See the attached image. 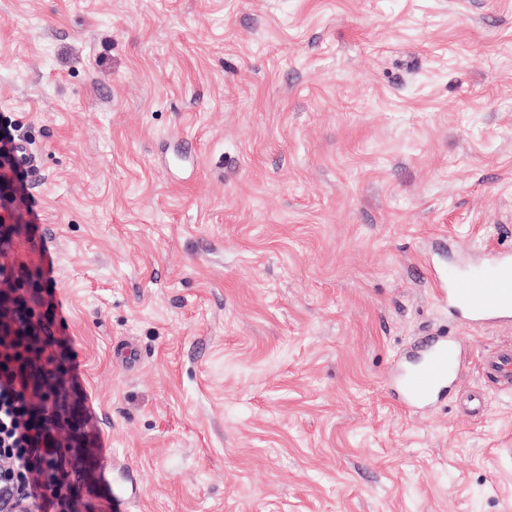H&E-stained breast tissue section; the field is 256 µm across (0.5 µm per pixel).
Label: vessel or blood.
I'll return each instance as SVG.
<instances>
[{"mask_svg": "<svg viewBox=\"0 0 512 512\" xmlns=\"http://www.w3.org/2000/svg\"><path fill=\"white\" fill-rule=\"evenodd\" d=\"M448 307L465 312L470 325L512 329V254H488L485 265L462 276L448 277ZM415 354L417 367L402 387V398L410 404L429 405L451 392L459 381L462 339L430 332L420 337ZM481 385L458 396L459 407L476 416L485 407V391L512 390V340L495 344L481 361ZM114 496L125 504H136L141 487L132 470H123L114 481Z\"/></svg>", "mask_w": 512, "mask_h": 512, "instance_id": "b4317fda", "label": "vessel or blood"}]
</instances>
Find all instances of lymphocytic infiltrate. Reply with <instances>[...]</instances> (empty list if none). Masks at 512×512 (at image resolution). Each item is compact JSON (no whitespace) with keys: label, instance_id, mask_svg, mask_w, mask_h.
Segmentation results:
<instances>
[{"label":"lymphocytic infiltrate","instance_id":"f902f5d3","mask_svg":"<svg viewBox=\"0 0 512 512\" xmlns=\"http://www.w3.org/2000/svg\"><path fill=\"white\" fill-rule=\"evenodd\" d=\"M20 140L9 116L0 117V169L10 168L12 195L27 198L26 167ZM40 319L27 336L0 335V512H80L81 488L71 477L78 451L60 447L51 412L80 419L70 410L52 363L75 362L66 336L52 331L61 322L53 288L36 289L30 301L6 300L13 321L23 320L29 304Z\"/></svg>","mask_w":512,"mask_h":512}]
</instances>
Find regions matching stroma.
Returning a JSON list of instances; mask_svg holds the SVG:
<instances>
[{
  "instance_id": "stroma-1",
  "label": "stroma",
  "mask_w": 512,
  "mask_h": 512,
  "mask_svg": "<svg viewBox=\"0 0 512 512\" xmlns=\"http://www.w3.org/2000/svg\"><path fill=\"white\" fill-rule=\"evenodd\" d=\"M99 452L94 512H512V391L402 405L418 336L460 389L512 331L437 276L512 247V0H0V114ZM17 131L15 124L7 115L1 114L0 117V180L4 174H1V169L7 164L11 170L12 176L10 178V190L14 197L19 196L26 201L27 211L32 216V223H36L37 214L33 209V200L27 192L25 173L26 167L19 157L20 139L15 134ZM114 497L131 506L140 500L141 487L132 470H123L121 477L114 480Z\"/></svg>"
}]
</instances>
